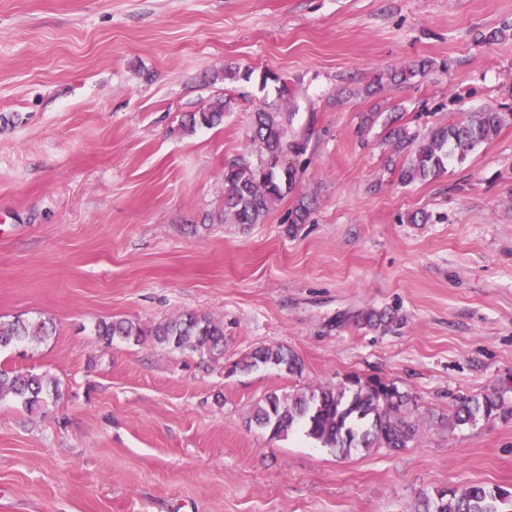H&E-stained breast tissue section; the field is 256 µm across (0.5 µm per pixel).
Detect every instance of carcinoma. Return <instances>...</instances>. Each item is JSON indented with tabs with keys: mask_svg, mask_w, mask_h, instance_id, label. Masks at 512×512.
Instances as JSON below:
<instances>
[{
	"mask_svg": "<svg viewBox=\"0 0 512 512\" xmlns=\"http://www.w3.org/2000/svg\"><path fill=\"white\" fill-rule=\"evenodd\" d=\"M230 107L231 99L217 98L206 109L191 113L184 128L191 131L200 125H218ZM509 119L512 120L511 112L485 108L457 124L434 125L424 133L410 132L403 126L390 128L387 138L396 154L406 152L409 156L401 170V182L410 184L435 176L447 169L449 160H464L492 140ZM252 142L258 147L257 159L241 155L224 168L223 216L231 224L263 223L271 208L295 184L296 169L287 162L288 155L306 152V143L290 129L288 114L271 104L253 113ZM308 214V203L299 200L288 212V231L297 230ZM363 320L369 326L387 328L395 322V316L386 310L371 311ZM50 333L47 321L41 319L18 318L0 323V350L42 340ZM96 334L107 343L115 338L137 343L151 340L171 350L189 351L214 361L224 358V323L207 313L182 314L153 325L126 319L101 320ZM261 366L277 367L297 376L304 371L299 356L274 346L252 350L234 362L232 370ZM53 390L55 383L43 374L0 370V402L17 401L31 411L42 406ZM506 411L503 396L493 390L461 400L451 424L472 422L479 416L490 418ZM252 417L273 437L287 434L295 423L303 421L310 437L343 455L358 448H405L420 433V421L409 395L378 378L367 382L350 378L338 387L322 386L284 397L271 393L255 404ZM421 507V512H507L512 509V491L472 485L460 492L425 495Z\"/></svg>",
	"mask_w": 512,
	"mask_h": 512,
	"instance_id": "1",
	"label": "carcinoma"
}]
</instances>
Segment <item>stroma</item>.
<instances>
[{
	"mask_svg": "<svg viewBox=\"0 0 512 512\" xmlns=\"http://www.w3.org/2000/svg\"><path fill=\"white\" fill-rule=\"evenodd\" d=\"M222 97L223 124L184 129ZM273 102L307 142L296 183L264 223L221 222L224 166L256 153L250 116ZM487 107L512 112V0H0V322L54 326L0 369L59 390L0 403V512H415L512 490V416L445 422L492 388L512 406V122L408 185L386 140L396 118ZM185 312L223 322L220 362L95 334ZM261 345L302 376L227 374ZM353 375L412 397L416 441L343 457L250 420L269 393ZM420 503L421 512H511L512 491L472 485L460 492L442 491L437 497L424 495Z\"/></svg>",
	"mask_w": 512,
	"mask_h": 512,
	"instance_id": "35a3bbf8",
	"label": "stroma"
}]
</instances>
